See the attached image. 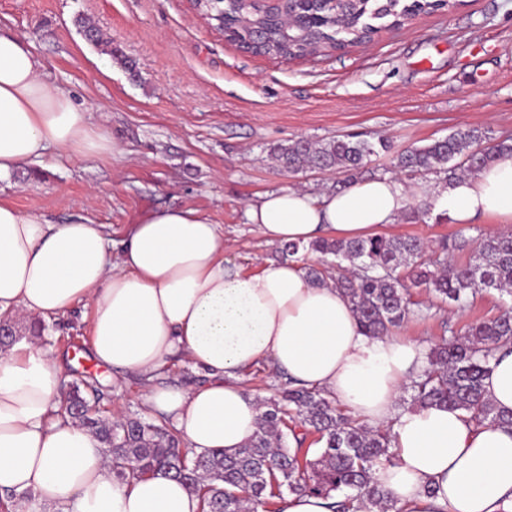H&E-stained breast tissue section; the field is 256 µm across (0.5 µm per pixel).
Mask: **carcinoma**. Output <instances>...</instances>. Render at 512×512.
<instances>
[{"mask_svg":"<svg viewBox=\"0 0 512 512\" xmlns=\"http://www.w3.org/2000/svg\"><path fill=\"white\" fill-rule=\"evenodd\" d=\"M457 0H305L297 5L304 20L289 30L273 9L246 0H205L204 12L224 25L231 40L243 47L256 30L264 35L262 52L299 58L310 48L341 49L367 42L382 27L398 26L421 13L455 7ZM76 23L88 43L117 57L112 43L83 18ZM486 133L463 129L422 146L405 148L393 167L410 175L443 174L448 183L474 175L498 155L512 152V138L486 145ZM391 149L389 141L345 135L313 143L298 138L271 149L279 170L296 175L334 171L343 186L372 158ZM470 242L464 231L446 237L429 250L410 236L375 234L357 239H321L282 252H316L334 258L333 271L314 267L315 282L329 279L349 299L370 338L392 333L415 314L410 289L424 288L432 305L464 308L470 298L495 290L512 296V231L481 233L470 261L458 266L450 254ZM512 352V307L452 333L426 353L428 366L410 382V408L447 406L468 422L512 428V414L499 411L485 396L483 380L496 354ZM98 387L86 381L67 392L68 416L103 443L115 477L124 481L164 473L181 482L200 500V512H256L283 494H316L334 500L331 512H402L373 479L375 470L396 459L390 430L368 427L345 415L336 401L316 389L288 386L261 400L258 430L249 444L233 453L203 452L180 447L181 439L165 420L129 417L107 421L96 403ZM310 433L318 435L316 456L305 447Z\"/></svg>","mask_w":512,"mask_h":512,"instance_id":"cac0c4a2","label":"carcinoma"}]
</instances>
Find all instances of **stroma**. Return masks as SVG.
Instances as JSON below:
<instances>
[{
    "label": "stroma",
    "mask_w": 512,
    "mask_h": 512,
    "mask_svg": "<svg viewBox=\"0 0 512 512\" xmlns=\"http://www.w3.org/2000/svg\"><path fill=\"white\" fill-rule=\"evenodd\" d=\"M79 16L121 60L84 40ZM0 29L18 37L44 78L123 150L84 161L48 150L29 162L33 178L0 177V200L39 209L54 224L92 220L113 243L153 209L191 208L219 225L225 257L247 273L279 256L248 224L249 204L289 187L314 194L337 187L333 172L280 173L271 146L379 134L400 150L467 128L494 141L512 136V0H461L384 28L371 42L288 60L242 50L193 0H0ZM125 58L139 80L130 79ZM458 230L440 211L418 221L408 208L385 228L430 244ZM502 304L491 291L465 311L413 317L395 333L426 348L447 330L495 316ZM90 320L84 305L47 319L37 343L60 359L63 385L97 382L103 417L148 415L136 376L113 386L111 372L91 360Z\"/></svg>",
    "instance_id": "stroma-1"
}]
</instances>
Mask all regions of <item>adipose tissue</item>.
Instances as JSON below:
<instances>
[{
  "mask_svg": "<svg viewBox=\"0 0 512 512\" xmlns=\"http://www.w3.org/2000/svg\"><path fill=\"white\" fill-rule=\"evenodd\" d=\"M52 147L80 160L121 152L40 77L31 50L0 31V175ZM411 196L435 198L455 224H510L512 154L437 196L385 175L321 195L271 192L246 217L268 243L306 245L372 235L395 223ZM224 251L219 226L192 209L148 212L113 254L103 225L53 224L1 200L0 317L41 319L92 302V357L117 377L138 375L146 404L195 451L233 452L252 440L261 408L242 376L269 364L362 422L391 426L397 458L375 479L400 512H512V430L473 425L449 408L399 407L403 385L427 363L422 347L365 336L345 294L313 284L297 262L268 261L247 275ZM175 356L205 383L157 385ZM61 372L36 344L0 350V496L29 494L25 512H200L198 498L164 474L116 479L95 435L59 416ZM483 384L498 409L512 412V353L498 356Z\"/></svg>",
  "mask_w": 512,
  "mask_h": 512,
  "instance_id": "ef3b65f1",
  "label": "adipose tissue"
}]
</instances>
